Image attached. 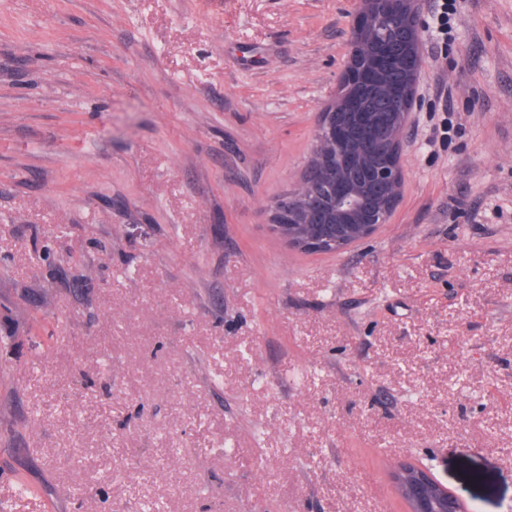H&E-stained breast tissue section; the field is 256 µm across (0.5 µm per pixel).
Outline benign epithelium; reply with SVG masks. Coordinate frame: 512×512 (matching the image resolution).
<instances>
[{
  "label": "benign epithelium",
  "mask_w": 512,
  "mask_h": 512,
  "mask_svg": "<svg viewBox=\"0 0 512 512\" xmlns=\"http://www.w3.org/2000/svg\"><path fill=\"white\" fill-rule=\"evenodd\" d=\"M418 0H359L336 99L319 114L307 173L294 194L274 203L271 223L292 246L342 248L388 223L404 182L403 137L416 104L421 68ZM390 477L409 512H465L462 498L427 468L396 463Z\"/></svg>",
  "instance_id": "7a95c632"
}]
</instances>
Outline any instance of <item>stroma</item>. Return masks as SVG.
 Listing matches in <instances>:
<instances>
[{
    "label": "stroma",
    "mask_w": 512,
    "mask_h": 512,
    "mask_svg": "<svg viewBox=\"0 0 512 512\" xmlns=\"http://www.w3.org/2000/svg\"><path fill=\"white\" fill-rule=\"evenodd\" d=\"M433 5L397 208L307 253L357 0H0V512H512V0ZM392 478L400 494L410 504L409 512L466 511L462 498L440 484L427 468L400 461L390 472Z\"/></svg>",
    "instance_id": "stroma-1"
}]
</instances>
